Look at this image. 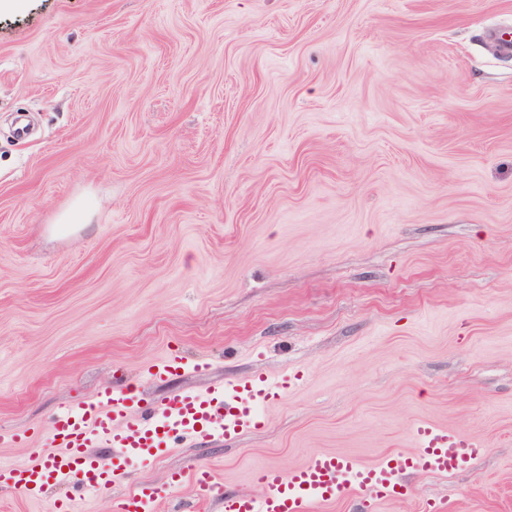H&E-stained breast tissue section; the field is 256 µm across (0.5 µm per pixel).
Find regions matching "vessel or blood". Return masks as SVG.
I'll use <instances>...</instances> for the list:
<instances>
[{"label": "vessel or blood", "instance_id": "obj_1", "mask_svg": "<svg viewBox=\"0 0 512 512\" xmlns=\"http://www.w3.org/2000/svg\"><path fill=\"white\" fill-rule=\"evenodd\" d=\"M301 379L300 372L287 369L206 391L180 390L157 409L141 406L137 386L113 384L92 402L57 413L50 432L57 452L50 461L0 462V488L33 498L51 482L71 486L73 495L60 499L55 512H74L77 493H100L119 482L126 488L115 501L117 512H154L171 487L181 484L197 490L201 502H222L224 512H314L353 494L377 500L408 494L410 475L448 478L471 468L485 451L481 443L454 430L426 423L412 428V451L373 464L320 452L287 470L261 469L256 494L224 493L221 479L209 468L172 473L168 483L158 487L127 482L131 466L160 457L176 441L213 434L229 440L262 425L263 409ZM101 448L110 450V463L100 460Z\"/></svg>", "mask_w": 512, "mask_h": 512}]
</instances>
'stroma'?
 I'll use <instances>...</instances> for the list:
<instances>
[{"instance_id": "35a3bbf8", "label": "stroma", "mask_w": 512, "mask_h": 512, "mask_svg": "<svg viewBox=\"0 0 512 512\" xmlns=\"http://www.w3.org/2000/svg\"><path fill=\"white\" fill-rule=\"evenodd\" d=\"M512 0H21L0 12V460L132 382L287 368L213 468L371 462L441 425L486 448L403 497L319 512H512ZM84 207L85 224L62 223ZM0 491V512H53Z\"/></svg>"}]
</instances>
